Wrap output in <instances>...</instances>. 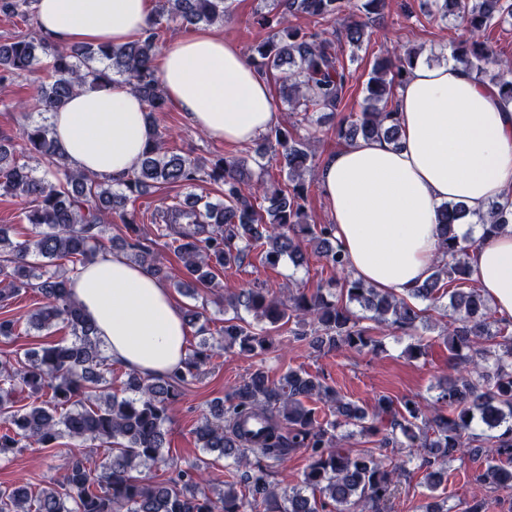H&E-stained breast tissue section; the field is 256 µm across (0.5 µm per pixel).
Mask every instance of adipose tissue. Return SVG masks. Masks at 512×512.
<instances>
[{
    "mask_svg": "<svg viewBox=\"0 0 512 512\" xmlns=\"http://www.w3.org/2000/svg\"><path fill=\"white\" fill-rule=\"evenodd\" d=\"M40 30L61 46L120 45L139 37L152 0H36ZM159 77L190 123L217 141L252 143L277 116L267 82L243 52L210 30L174 40ZM402 143L359 139L318 170L336 242L354 277L400 296L423 283L442 250L440 206L470 213L512 198V105L462 66L417 65L398 90ZM143 99L123 82L80 91L50 114L59 154L73 169L118 182L155 137ZM473 236L468 265L496 317L512 322V228ZM73 298L109 360L163 376L186 355L187 325L165 283L114 251L70 277Z\"/></svg>",
    "mask_w": 512,
    "mask_h": 512,
    "instance_id": "adipose-tissue-1",
    "label": "adipose tissue"
}]
</instances>
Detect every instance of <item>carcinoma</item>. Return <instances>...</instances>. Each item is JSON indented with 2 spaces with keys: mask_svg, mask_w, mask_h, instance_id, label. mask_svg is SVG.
I'll return each instance as SVG.
<instances>
[{
  "mask_svg": "<svg viewBox=\"0 0 512 512\" xmlns=\"http://www.w3.org/2000/svg\"><path fill=\"white\" fill-rule=\"evenodd\" d=\"M385 5L386 0H274L279 28L251 46L249 58L262 74H282V98L312 124L314 114L336 111L349 90L350 72L340 62L336 42L342 37L351 47H361L366 27L362 17L381 14ZM30 6L31 0H0L1 11L26 24ZM431 6L435 18L460 23L469 32V39L453 49L454 60L475 79L495 86L502 102L512 103V62L500 59L484 40L488 30L512 25V0H431ZM346 10L349 21L339 35L329 26ZM298 13L316 18L320 28L304 32L294 26L290 18ZM225 15V0H158L142 35L122 45L57 46L31 28L0 41V81L31 72L43 56L49 59L47 80L32 96L41 120L23 128L19 144L0 134V191L31 198L25 219L35 228V235L23 241L10 240L0 228V301L23 290L36 291L41 303L27 315L28 327L42 331L62 324L70 330V337L55 344L0 362V455L13 448H52L64 437L109 445L99 464L88 453L70 454L61 478L45 487L1 486L0 512H383L416 448L422 450L420 467L432 482L448 463L469 456L484 463L474 477L476 484L511 490L512 331L493 316L477 289H462L472 281L467 239L454 229L467 215L463 204L441 206L442 257L431 275L403 297L353 278L332 226L306 222L309 187L303 175L313 155L309 143L294 138L286 125L271 128L261 144L281 157L287 170L282 185H269L260 177L252 180L245 158L226 156L208 166L175 154L166 149L161 135L116 190L59 157L47 113L75 92L119 77L143 98L147 117L154 120L167 105L156 63L164 25H211L224 21ZM418 56L408 49L376 61L361 111L339 122L338 138L347 143L359 138L398 141V112L389 101ZM205 177L222 187V199L213 202L195 195L188 204L169 205L156 214L167 231L181 226L171 248L195 281L213 286L218 272L243 265L252 253L272 268L285 257L299 267L307 263L306 246L313 244L327 267L345 273L340 292L318 287L278 300L270 297L269 289L254 285L242 297L257 325L238 315L224 319L220 340L199 344L168 376L126 372L118 395L112 392V363L104 356L95 326L71 297L70 270L60 261L82 266L105 249L102 228L117 211L136 230V213L125 211L131 197L156 184L193 187ZM259 198L267 206L257 204ZM476 223L487 238L512 227V201L490 202ZM127 247L137 252L140 266L159 279L167 277L164 264L139 239ZM32 256L38 261L30 260ZM445 296L452 309L444 333L449 374L435 402L382 395L368 410L317 376L290 369L275 382L258 369L195 427L203 450L221 457L228 448L236 450L241 473L224 483V491L209 496L201 488L198 465L181 468L173 463L172 476L160 483L134 476L161 460L170 406L201 367L223 351L235 346L246 353L264 351L268 333L292 318L305 325L292 332L293 340L319 352L374 350L378 340L361 325L367 318L410 337L404 353L417 358L426 349L419 325L429 319L428 312L441 308ZM421 302L426 306L420 307ZM354 304L370 316L358 315ZM20 325L21 319L1 315L0 338L19 335ZM18 392L28 393L32 402L16 406ZM313 398L328 406L330 417L319 419L316 408L307 405ZM476 425L482 433L474 432ZM345 426L378 438L380 448H407L409 455L402 460L371 449L347 450L345 435L339 433ZM297 449L305 450L309 459L302 486L281 494L271 487L263 466L250 467L247 455L250 451L282 463ZM238 484L248 494L237 491Z\"/></svg>",
  "mask_w": 512,
  "mask_h": 512,
  "instance_id": "1",
  "label": "carcinoma"
}]
</instances>
